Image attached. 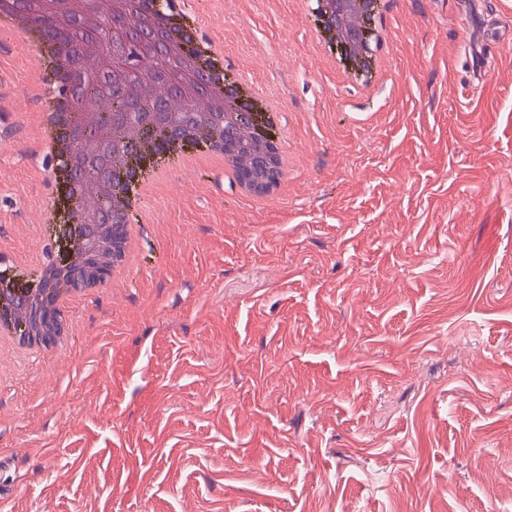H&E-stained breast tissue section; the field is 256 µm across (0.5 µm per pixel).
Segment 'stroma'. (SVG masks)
<instances>
[{
    "label": "stroma",
    "mask_w": 512,
    "mask_h": 512,
    "mask_svg": "<svg viewBox=\"0 0 512 512\" xmlns=\"http://www.w3.org/2000/svg\"><path fill=\"white\" fill-rule=\"evenodd\" d=\"M278 100L283 195L174 168L71 344L0 378V512H512V0H386L372 94L289 0H191ZM0 37V244L44 100Z\"/></svg>",
    "instance_id": "stroma-1"
}]
</instances>
